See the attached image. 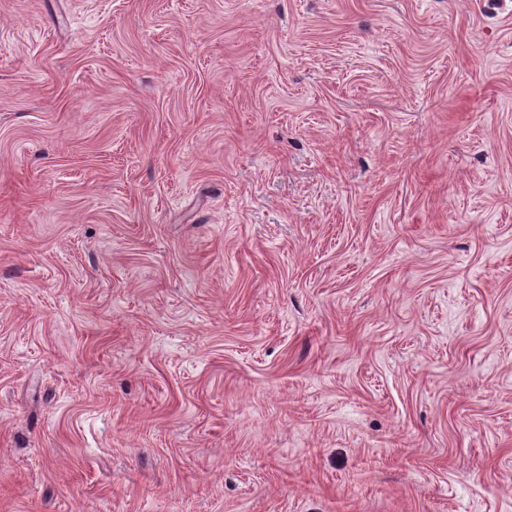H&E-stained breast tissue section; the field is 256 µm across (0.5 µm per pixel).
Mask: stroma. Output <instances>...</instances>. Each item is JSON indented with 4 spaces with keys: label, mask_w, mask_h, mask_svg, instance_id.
Masks as SVG:
<instances>
[{
    "label": "stroma",
    "mask_w": 512,
    "mask_h": 512,
    "mask_svg": "<svg viewBox=\"0 0 512 512\" xmlns=\"http://www.w3.org/2000/svg\"><path fill=\"white\" fill-rule=\"evenodd\" d=\"M0 512H512V0H0Z\"/></svg>",
    "instance_id": "stroma-1"
}]
</instances>
